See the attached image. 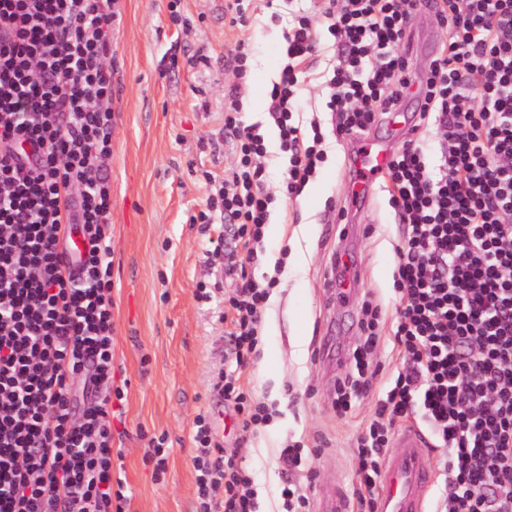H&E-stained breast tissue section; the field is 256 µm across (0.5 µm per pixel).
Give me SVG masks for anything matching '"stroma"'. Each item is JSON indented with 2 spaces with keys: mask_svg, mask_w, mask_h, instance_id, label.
<instances>
[{
  "mask_svg": "<svg viewBox=\"0 0 512 512\" xmlns=\"http://www.w3.org/2000/svg\"><path fill=\"white\" fill-rule=\"evenodd\" d=\"M308 0H253L246 27H234L225 0H114L115 18L108 52L112 67V308L113 386L124 393L113 401L120 415L112 432L123 450V477L133 493L131 512H196L192 434L198 414H208L218 439L237 452L252 475L260 512H283L279 455L290 444L311 451L313 487H337L352 494L357 479L355 439L385 397L399 363L393 339L382 335L373 351L370 391L347 414L336 411V383L347 371L348 347L354 345L364 302L379 304L382 322L392 325L399 298L393 289L398 226L388 195L373 186L367 207L350 204L351 163L358 141L334 137L338 122L327 112L324 74L338 48L326 23L315 26L319 52L298 90L302 126L319 121L327 159L313 181L319 195H277L270 221L280 237H265V254L255 276L277 273L279 286L265 309L262 353L242 372L253 395L272 404L270 424L256 434L232 427L224 399L212 383L224 368L222 297L232 285L211 264L212 239L229 236L220 212L211 215L209 233L191 221L216 196L234 152L224 139V85L234 79L225 55L235 42L250 41L242 119L259 124L269 151L273 181L288 165L279 150L276 127L267 105H254L257 83L272 86L284 63L285 34ZM179 21H172V13ZM410 44L401 48L411 74L429 61L413 43L442 42L448 31L433 13L417 8ZM204 53L207 61L191 67L186 60ZM417 100L405 95L395 117L381 116L366 131L369 139L400 148L416 133ZM304 254L295 267L291 248ZM344 252L357 276L346 279L337 297L333 258ZM210 299L198 296L200 285ZM307 332L294 347L296 320ZM166 440L163 475L148 458L151 437Z\"/></svg>",
  "mask_w": 512,
  "mask_h": 512,
  "instance_id": "obj_1",
  "label": "stroma"
}]
</instances>
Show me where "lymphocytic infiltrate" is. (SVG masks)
<instances>
[{
	"instance_id": "lymphocytic-infiltrate-1",
	"label": "lymphocytic infiltrate",
	"mask_w": 512,
	"mask_h": 512,
	"mask_svg": "<svg viewBox=\"0 0 512 512\" xmlns=\"http://www.w3.org/2000/svg\"><path fill=\"white\" fill-rule=\"evenodd\" d=\"M418 0H311L286 36V62L268 114L288 158L281 192L299 196L326 160L320 122L294 121L299 77L311 67L316 22L340 48L326 108L338 132L367 130L408 91ZM448 39L427 65L420 118L440 150L407 140L385 175L402 239L390 390L356 439L358 512H373L376 480L397 423L419 418L444 451L435 512H512V0H437ZM112 0H0V512H128L122 453L112 448V399L78 404L74 383L112 384V70L105 64ZM249 47L226 58L237 81L224 96L235 160L220 209L242 253L213 242L234 282L224 299L227 354L236 367L214 387L234 425L253 433L269 407L241 382L261 339L276 277L251 269L264 252L274 197L259 125L241 119ZM85 247L75 262L64 225ZM381 312L368 306L341 379L336 410L368 389ZM197 512H258L253 480L206 415L195 420ZM284 512H310L292 474L301 448H282ZM223 498H216V489Z\"/></svg>"
}]
</instances>
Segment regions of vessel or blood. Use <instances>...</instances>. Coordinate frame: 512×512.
Returning a JSON list of instances; mask_svg holds the SVG:
<instances>
[{
	"label": "vessel or blood",
	"mask_w": 512,
	"mask_h": 512,
	"mask_svg": "<svg viewBox=\"0 0 512 512\" xmlns=\"http://www.w3.org/2000/svg\"><path fill=\"white\" fill-rule=\"evenodd\" d=\"M393 150L379 140H363L358 154L360 177L355 199L384 177ZM426 437L415 423L395 432L394 450L381 471L377 489V512H427L426 501L435 483V471L425 451Z\"/></svg>",
	"instance_id": "1"
}]
</instances>
